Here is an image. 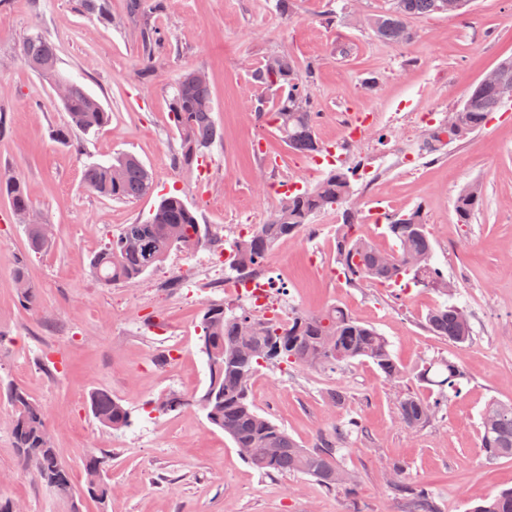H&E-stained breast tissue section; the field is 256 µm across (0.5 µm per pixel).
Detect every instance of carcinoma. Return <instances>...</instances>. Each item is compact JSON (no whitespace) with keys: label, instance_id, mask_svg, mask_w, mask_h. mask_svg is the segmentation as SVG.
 Here are the masks:
<instances>
[{"label":"carcinoma","instance_id":"obj_1","mask_svg":"<svg viewBox=\"0 0 512 512\" xmlns=\"http://www.w3.org/2000/svg\"><path fill=\"white\" fill-rule=\"evenodd\" d=\"M469 2L393 0L391 9L370 18L369 25L379 39L404 47L413 40L411 19L431 14L460 15ZM22 54L29 69L44 81L53 85L64 78L58 67L56 47L48 38L40 34L28 37ZM497 69L499 81L478 82L455 108L461 127L458 138L482 130L503 103V86H512V59L500 62ZM253 78L279 91L273 111L260 108L257 119L275 128L289 149L317 152L315 110L295 62L286 54L271 56L254 70ZM61 104L73 129L90 132L109 121V113L78 82ZM169 115L180 138L178 162L190 169L220 140L206 75L200 76L196 70L183 74L173 88ZM353 177L354 168L339 167L313 188L281 198L266 223L257 225L250 237L234 243L231 269L263 262L277 242L297 236L313 215L334 208L341 221L336 228V265L347 283L370 281L392 285L407 277L413 283L444 288L447 280L433 263L434 248L422 207L383 214V224L395 244L390 251H380L352 234V226L359 220L357 210L348 206L354 195ZM83 182L103 197L126 202L141 199L153 190L152 174L129 153L119 154L109 162L86 164ZM0 193L9 198L15 213L31 209L21 183L0 179ZM481 199L482 189L476 184L460 192L455 201L459 223H470ZM26 233L34 252L45 251L53 244L50 224H35ZM222 244L221 236L211 225L199 223L192 207L173 194L162 197L148 216L137 223L124 225L112 241L93 255L90 268L107 283H129L156 268L173 251H196ZM14 280L21 301L37 309L35 286L28 281L24 265L16 267ZM425 325L435 335L455 344L470 340L469 318L455 304L430 310ZM200 331V343L210 345L208 358L214 364L204 391L189 398L171 394L158 404V409L174 411L196 403L206 412L211 425L224 431L236 448L245 449L243 459L262 474L300 473L315 478L328 490L338 486L353 488L342 460L345 444L358 430V422L350 419L320 433L315 446L308 448L258 412L250 400V381L264 365L283 363L332 371L358 358L372 360L387 380L396 381L403 378V370L394 360L388 340L338 305L319 312L293 311L286 316L256 318L243 306L229 308L224 301L213 300L203 309ZM417 379L442 392H456L463 374L454 363L440 359L428 364ZM9 396L14 409L12 435L20 461L37 478L70 496V475L52 442L40 406L19 386L10 388ZM90 407L94 417L109 429L121 430L131 423L130 410L104 390L91 394ZM438 407V402L406 394L399 399V416L408 428L418 429L429 422L430 414ZM482 428L481 444L487 458L512 457V403L490 401L482 412ZM104 464L103 458L97 456L85 462L87 493L99 499L108 494V487L100 478ZM390 486L397 494L410 498L413 512H440L434 495L405 481L397 466L392 467ZM473 512H512V490L493 495Z\"/></svg>","mask_w":512,"mask_h":512}]
</instances>
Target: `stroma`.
Masks as SVG:
<instances>
[{"label": "stroma", "instance_id": "1", "mask_svg": "<svg viewBox=\"0 0 512 512\" xmlns=\"http://www.w3.org/2000/svg\"><path fill=\"white\" fill-rule=\"evenodd\" d=\"M344 0H105L106 18L82 12L78 0H0V175L18 180L55 242L28 247L25 228L0 195V493L19 512H408L391 489L393 465L429 489L441 512H472L512 488V457L487 460L481 415L489 400L512 403V102L486 127L392 170L382 188L389 211L421 208L434 262L470 315L472 338L458 345L434 335L424 317L445 295L415 284L348 286L334 278L336 213L312 216L299 235L280 241L265 264L283 289L281 310L315 312L336 303L374 326L404 370L386 381L369 361L333 371L293 365L263 367L251 398L259 412L296 441L313 445L321 431L356 419L343 463L353 491H328L297 473L264 475L231 439L189 405L158 411L169 393H201L208 380L199 351L203 299L185 281L157 302L152 284L178 268L204 265L199 251L174 252L134 283H104L89 271L91 256L123 225L147 216L161 196L180 194L200 223L216 225L233 243L237 224L265 223L280 197L276 185L315 186L332 169L288 149L259 122L274 90L255 82L253 67L288 53L314 101L320 143L335 141L334 117L371 112L379 120L373 148L354 149L362 169L388 162L399 112H448L500 61L512 58V0H472L467 12L412 19L413 42L396 47L368 25L340 17ZM42 33L55 44L61 69L110 112V122L59 141L69 117L53 89L33 73L20 47ZM207 71L222 140L193 169L178 164L180 140L169 119L173 86L188 69ZM118 153L139 157L154 178L134 202L102 197L83 182L85 164ZM480 184L483 204L458 223L455 201ZM24 265L39 311L24 306L13 272ZM445 359L466 377L421 429L407 428L399 396L435 400L436 387L416 372ZM23 387L41 406L74 483L72 497L33 477L19 461L8 422L7 386ZM103 389L132 413L127 428L100 424L90 408ZM342 392V402L330 395ZM106 457L112 488L105 501L84 493V461Z\"/></svg>", "mask_w": 512, "mask_h": 512}]
</instances>
